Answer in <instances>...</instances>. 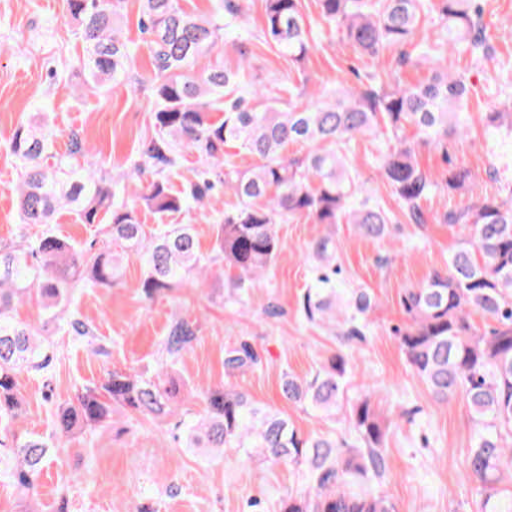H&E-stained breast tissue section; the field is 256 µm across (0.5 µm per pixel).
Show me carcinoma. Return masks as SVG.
Masks as SVG:
<instances>
[{"instance_id": "carcinoma-1", "label": "carcinoma", "mask_w": 512, "mask_h": 512, "mask_svg": "<svg viewBox=\"0 0 512 512\" xmlns=\"http://www.w3.org/2000/svg\"><path fill=\"white\" fill-rule=\"evenodd\" d=\"M140 2L137 28L152 67L154 134L144 143L136 166L152 175L138 201L115 202L125 187L98 174L77 131L71 132L62 155L51 149L42 122L19 126L9 141L11 153L22 162L17 193L21 223L52 224L58 211L66 209L78 224H108L110 240L102 250L92 245L77 250L46 230L27 244L0 251V424L21 415L17 374L43 372L51 360L38 341L39 330L12 320L14 302L34 296L55 317L78 284L117 283L120 258L130 250L144 253L139 288L148 299L181 287L187 275L203 267L205 257L191 225L171 224L149 238L141 212L165 216L201 208L216 186L231 190L239 205L216 225L214 249L238 272L231 288L240 297L276 262L279 224L301 217L328 227L353 224L360 235L380 239L399 223L367 199L351 202L358 189L347 168L353 139L383 142L380 169L409 224L425 223L422 202L440 187L456 192L472 179L464 165L435 178L416 158L415 144L444 148L448 138L465 133L472 122L467 112L472 84L452 67L425 84L391 90L367 84L350 92H326L305 104L296 102L302 92L291 85L283 89L287 102L277 98L262 103L248 91L250 58L245 52L234 71L221 62L200 74L192 71L198 57L224 42V28L240 19L237 0H214L206 17L186 11L180 0ZM122 3L65 0L84 45L78 68L97 88L139 86L131 68L134 42L115 27ZM264 3L262 43L296 64L304 62L312 29L302 0ZM318 5L321 20L371 59L387 48L412 43L434 13L446 32L416 45L418 57L443 60L461 48L479 63L490 51L491 35L475 0H318ZM213 112L223 117L214 120ZM506 119L512 121V112L497 108L481 116L488 128H498ZM409 127L416 130L415 143L406 137ZM293 144L306 146L307 152L287 155ZM178 145L198 152L205 166L195 181L174 192L169 181L180 166ZM227 148L245 152L256 164L238 170ZM443 221L465 227L469 238L448 257V266L404 290L400 305L408 323L394 329V335L435 399L460 396L468 408L476 433L467 464L485 492L482 512H512V495L497 490L503 474L512 469V178H504L497 193L446 211ZM310 251L315 276L299 301L301 318L311 325H330L343 345L364 339L366 320L375 307L372 294L365 288L336 287V250L330 236L312 242ZM474 312L495 320L497 327L479 332L471 322ZM196 335L194 323L175 320L162 343V362L174 363ZM257 363L258 355L246 342L225 351L224 368L231 375ZM349 373L348 355L339 349L309 379L285 375L281 392L292 404L330 416L341 407ZM179 393L180 387L162 371L148 376L114 370L99 385L83 388L56 408L55 430L68 436L85 426L108 425L117 409L164 418ZM202 401L200 420L186 428V447L217 454L241 448L273 463L306 466L305 485L288 491L279 500L278 512H393L387 499L355 490L365 481L380 483L389 473L385 428L370 396L348 403L351 444L304 437L279 413L254 406L232 386L210 387ZM0 447L9 449L16 461V486L32 491L49 443L0 427Z\"/></svg>"}]
</instances>
